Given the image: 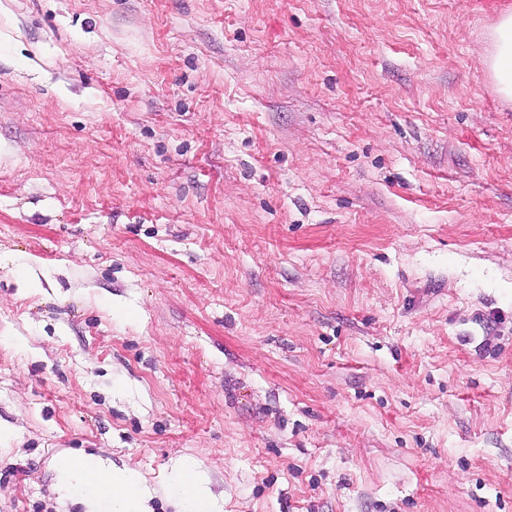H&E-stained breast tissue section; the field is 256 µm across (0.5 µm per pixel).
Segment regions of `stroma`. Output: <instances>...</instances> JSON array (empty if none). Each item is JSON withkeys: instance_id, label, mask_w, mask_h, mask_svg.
<instances>
[{"instance_id": "stroma-1", "label": "stroma", "mask_w": 512, "mask_h": 512, "mask_svg": "<svg viewBox=\"0 0 512 512\" xmlns=\"http://www.w3.org/2000/svg\"><path fill=\"white\" fill-rule=\"evenodd\" d=\"M512 0H0V512H512ZM486 64L498 92L512 98V8L504 10L490 35ZM60 472L63 484L81 494L88 512H99L104 498L102 491L109 493L113 512H149L146 510V494L141 489L135 468L106 471L93 463L77 468L71 461L64 460ZM180 484L190 486L188 512H213L206 490L193 481L187 472L180 476Z\"/></svg>"}]
</instances>
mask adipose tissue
I'll return each mask as SVG.
<instances>
[{"label": "adipose tissue", "instance_id": "1", "mask_svg": "<svg viewBox=\"0 0 512 512\" xmlns=\"http://www.w3.org/2000/svg\"><path fill=\"white\" fill-rule=\"evenodd\" d=\"M490 49L486 64L498 92L512 98V8L504 10L490 35ZM63 484L77 490L83 497L88 512H98L102 500H109L112 512H147L146 495L142 491L137 469L128 467L107 471L88 463L76 467L63 461L60 467Z\"/></svg>", "mask_w": 512, "mask_h": 512}]
</instances>
